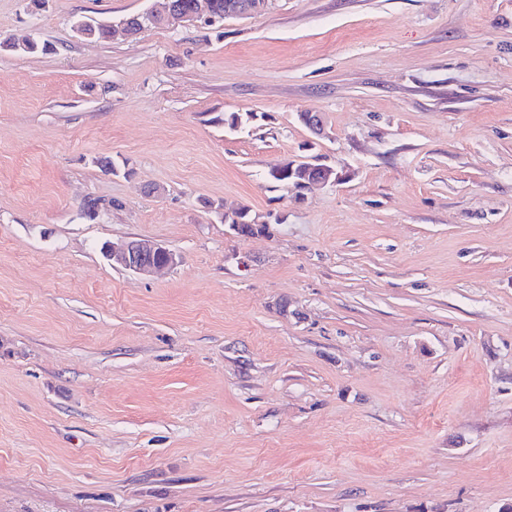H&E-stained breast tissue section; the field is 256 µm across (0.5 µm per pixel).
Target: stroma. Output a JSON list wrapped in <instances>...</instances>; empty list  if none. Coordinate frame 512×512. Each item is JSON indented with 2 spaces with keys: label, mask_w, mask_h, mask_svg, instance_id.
<instances>
[{
  "label": "stroma",
  "mask_w": 512,
  "mask_h": 512,
  "mask_svg": "<svg viewBox=\"0 0 512 512\" xmlns=\"http://www.w3.org/2000/svg\"><path fill=\"white\" fill-rule=\"evenodd\" d=\"M156 2L0 0V512H512V0ZM173 1L179 5L182 11L190 12L181 13ZM196 2L197 0L165 1L160 11L152 9L146 12L145 16L160 25H173L174 27L198 26L202 23L205 24V21L211 18L209 10L210 5L215 21L223 22L224 18L234 16L232 14L234 9L230 6L236 4L238 0H208L209 4L206 0H202L197 4ZM145 16L142 14L126 17L129 19L131 32L133 34H139L148 27H156L155 24L151 23ZM302 162H305V163H310V164H306V165H310L308 167V171H307V167H305L304 163H300V162H296V161H287V162H283V163H280L278 164L276 167H279L281 166L283 169L287 170L288 171V168L292 167L293 168V175L291 176H287L285 178V180H279V181H273L270 179L269 175H270V170H269V173H268V177L271 181L273 182H276V183H279V184H283V185H287L288 184H292L293 186L299 188V180H304V174L307 172L308 174L305 176L306 178V184L308 186H326V185H334V184H337L339 183L342 178H343V175L342 173H340L339 171L331 168V167H318V166H326V165H323V164H311V162H308V161H302ZM235 216L237 219L229 218L227 222H224V224H228L229 228L237 234H241L242 224H249L247 225L249 228V235H254L259 232L262 233L267 229V224L265 222H259L258 217L256 215H252L248 208H239L235 213ZM103 254L113 267L139 275H150L179 262V256L173 250L145 239H132L120 245L107 244Z\"/></svg>",
  "instance_id": "obj_1"
}]
</instances>
